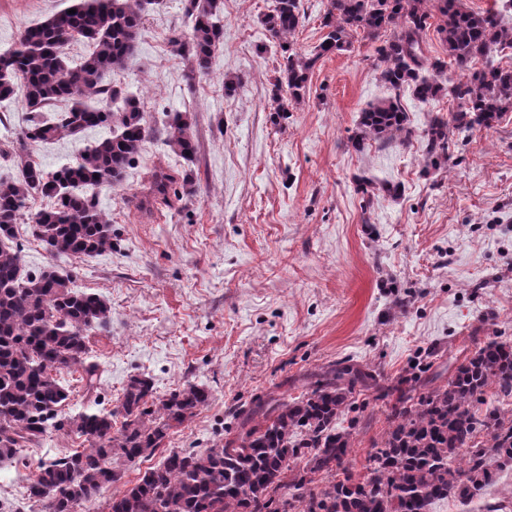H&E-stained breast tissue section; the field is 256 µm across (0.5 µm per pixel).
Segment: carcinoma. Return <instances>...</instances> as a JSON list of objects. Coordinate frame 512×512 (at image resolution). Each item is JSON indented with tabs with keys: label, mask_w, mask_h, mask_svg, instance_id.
Returning <instances> with one entry per match:
<instances>
[{
	"label": "carcinoma",
	"mask_w": 512,
	"mask_h": 512,
	"mask_svg": "<svg viewBox=\"0 0 512 512\" xmlns=\"http://www.w3.org/2000/svg\"><path fill=\"white\" fill-rule=\"evenodd\" d=\"M152 3L65 0V7L24 29L14 47L0 52V102L19 87L36 115L58 101L70 102L53 120L33 119L22 132V144L78 138L99 126L110 129V136L52 173L20 151L14 156L17 176L0 180V460L17 458L60 427L56 417L68 394L55 373L79 365L88 379L95 377L97 364L86 362L89 332L108 324L110 306L97 295L74 291L71 277L52 266L26 269L15 227L28 200L41 196L53 204L31 216V234L51 255L81 259L112 249V217L82 188L121 181L141 150V101L103 78L123 68ZM221 3L186 0L191 30L170 39L192 77L208 72L222 44ZM435 13L448 57L466 72V79L449 85L420 77L427 65L437 74L446 67L439 59L428 62L423 49ZM303 18L299 0H275L261 24L284 45ZM321 25L328 32L314 56L286 57L273 83L274 111H286L285 89L300 100L318 58L345 49L351 33L361 30L376 40L390 28L393 35L377 48L381 80L394 91L411 86L424 101L447 96L456 102L451 120L436 117L426 132L434 166L448 162L450 129L489 128L512 111V69L490 60L495 50L512 49V33L493 11H469L462 0H329ZM78 38L91 52L71 66L65 47ZM481 57L485 67L473 68ZM405 122L397 98L374 104L361 114L363 132L354 145L361 149L369 138L391 140ZM165 143L178 156L192 158L190 124L182 113L169 119ZM176 184L175 172L157 169L140 208L178 194ZM368 377L338 362L300 396L239 410L235 437L203 451L166 449L161 464L112 498L104 512H263L293 464L302 465V474L288 489L303 512H429L450 495L472 499L512 464V409L498 406L512 399V342L490 336L455 367L445 385L416 397L419 375L401 378L393 388L398 396L387 414L389 429L373 447L368 473L357 480L334 479L358 424V417L349 416L357 409L353 394ZM207 401L208 392L195 384L161 397L150 379L130 378L118 412L121 427L114 429V411L71 417L73 431L88 447L42 465L28 487L29 498L44 503L46 512H75L104 485L122 479L114 461L132 464L160 448L170 430ZM317 479L325 482L318 492L311 488Z\"/></svg>",
	"instance_id": "obj_1"
}]
</instances>
